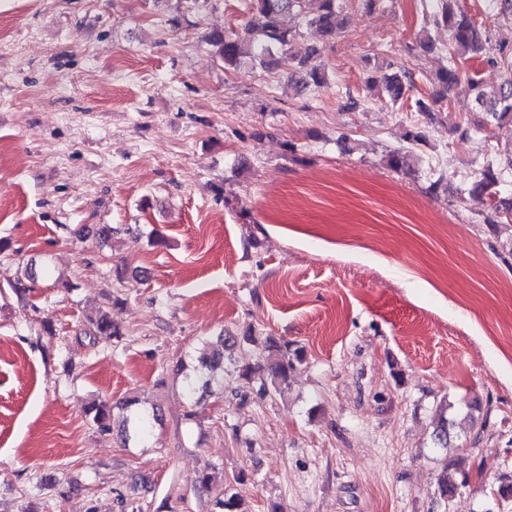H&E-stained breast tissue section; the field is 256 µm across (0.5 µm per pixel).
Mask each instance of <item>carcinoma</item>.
Segmentation results:
<instances>
[{
	"label": "carcinoma",
	"instance_id": "obj_1",
	"mask_svg": "<svg viewBox=\"0 0 512 512\" xmlns=\"http://www.w3.org/2000/svg\"><path fill=\"white\" fill-rule=\"evenodd\" d=\"M249 10L252 14L244 28L243 34L233 31H214L209 37L210 44L216 48L224 69L234 70L241 64L246 55L244 46H249L251 58L266 69L278 65L275 51L292 47L298 32L283 23V17L295 14L302 18L309 27L316 28L323 37L329 39L336 35L339 17L342 12L341 0H249ZM434 22L448 29V39L456 47L457 53L449 54L447 66L438 70L432 83L440 87L435 95L428 100L417 99V111L426 115L443 110L448 93L461 80L462 70L458 61L482 58L491 54L490 62L502 72L503 80L498 90L489 95L485 92L482 82L476 77L469 80L470 90L482 119L478 125L482 128L495 126L502 129L512 126V49L491 47L487 28L477 25L467 12L458 5V0H442L441 10L434 16ZM319 49L315 46L308 48L299 60L288 58V66L295 67L291 78L304 87H318L326 82L325 71L314 63ZM413 89V81L404 71L394 72L385 77L383 92L394 104L405 103ZM407 146L389 151L385 156L386 166L394 171H405L410 168L411 150L423 143L425 132L413 128L405 133ZM502 181L501 173L494 169L493 163H488L476 177L472 193L486 200L487 214L485 220L489 224L498 223L497 214L505 202L498 199V185ZM88 334L91 341L96 337L105 336L119 340L122 332L114 323L112 310L100 309L96 314L87 317ZM237 343L233 336H218L210 342V352L200 358L201 367L208 371V377L203 385L213 389V393L224 395V350L231 344ZM302 361L300 354L295 357L288 355V343H280L273 338H266L258 352L256 362L239 369V378L252 383L260 380L258 394L262 397L272 396L282 392L288 385V378L294 369V362ZM132 405L129 400L116 402L95 403L90 407L89 417L97 429L108 434L112 431V412L115 409L124 410ZM448 406H443L436 413L433 441L436 451L440 453H455V458L446 461L437 475V495L443 502L452 498L459 482H467L469 472L461 468L465 460V448L451 446L448 430ZM245 473L239 471L232 476L224 477L219 485L215 506L218 512H241L240 503L234 492V484L242 481Z\"/></svg>",
	"mask_w": 512,
	"mask_h": 512
}]
</instances>
